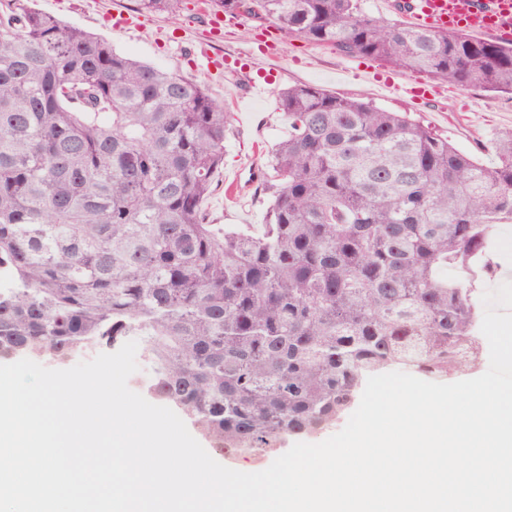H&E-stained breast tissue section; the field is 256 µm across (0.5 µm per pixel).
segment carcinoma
I'll list each match as a JSON object with an SVG mask.
<instances>
[{
	"label": "carcinoma",
	"mask_w": 512,
	"mask_h": 512,
	"mask_svg": "<svg viewBox=\"0 0 512 512\" xmlns=\"http://www.w3.org/2000/svg\"><path fill=\"white\" fill-rule=\"evenodd\" d=\"M462 89L512 94V43L370 15L363 0H209ZM179 17L183 0H136ZM262 232L204 202L229 116L205 89L0 0V358L63 362L135 339L141 389L225 454L314 438L371 375L481 363L478 292L512 220V131L484 166L405 112L279 93Z\"/></svg>",
	"instance_id": "1"
}]
</instances>
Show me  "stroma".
Here are the masks:
<instances>
[{
    "instance_id": "stroma-1",
    "label": "stroma",
    "mask_w": 512,
    "mask_h": 512,
    "mask_svg": "<svg viewBox=\"0 0 512 512\" xmlns=\"http://www.w3.org/2000/svg\"><path fill=\"white\" fill-rule=\"evenodd\" d=\"M28 8L52 15L109 41L133 59L205 86L209 96L230 114L224 140V163L204 207L211 223L240 231H261L270 197L262 183L250 185L237 200L224 196L225 178L248 177L251 166L270 176L274 145L288 125L278 108L279 92L291 85L310 84L331 93L362 99L374 106L407 113L448 139L457 149L490 165L496 140L512 129V96L480 89L447 86L433 102L416 105L396 92L367 80L360 58L284 38L272 24L241 16L225 25L222 37H209L202 0H186L179 21L138 11L134 0H27ZM207 45L208 56L198 48ZM220 66L207 64V57ZM265 82L263 96L249 97L252 80Z\"/></svg>"
}]
</instances>
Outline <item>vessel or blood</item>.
Segmentation results:
<instances>
[{"mask_svg": "<svg viewBox=\"0 0 512 512\" xmlns=\"http://www.w3.org/2000/svg\"><path fill=\"white\" fill-rule=\"evenodd\" d=\"M410 15L434 30L460 29L512 42V0H411Z\"/></svg>", "mask_w": 512, "mask_h": 512, "instance_id": "obj_1", "label": "vessel or blood"}]
</instances>
